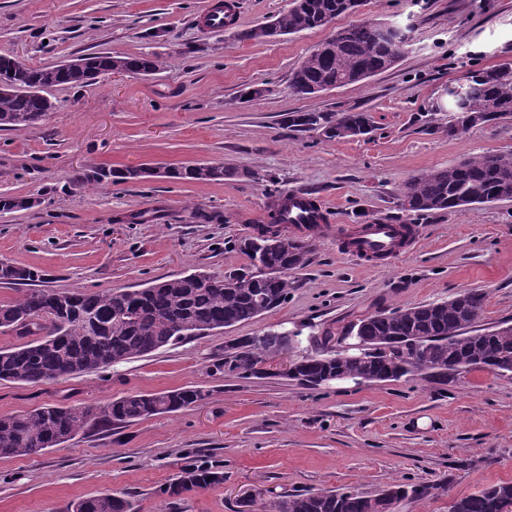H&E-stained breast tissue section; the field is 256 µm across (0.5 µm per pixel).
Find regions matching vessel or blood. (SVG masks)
<instances>
[{"label": "vessel or blood", "instance_id": "obj_1", "mask_svg": "<svg viewBox=\"0 0 512 512\" xmlns=\"http://www.w3.org/2000/svg\"><path fill=\"white\" fill-rule=\"evenodd\" d=\"M286 220L291 228L312 235L322 222L313 216L304 195H296L288 208ZM349 254L369 262L375 259L390 258L400 250L410 249L416 242L415 233L398 224L376 222L361 225L358 229L341 234Z\"/></svg>", "mask_w": 512, "mask_h": 512}]
</instances>
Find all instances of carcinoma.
<instances>
[{
	"label": "carcinoma",
	"instance_id": "1",
	"mask_svg": "<svg viewBox=\"0 0 512 512\" xmlns=\"http://www.w3.org/2000/svg\"><path fill=\"white\" fill-rule=\"evenodd\" d=\"M351 9L349 0H292L287 13L270 22L272 35L294 34L323 27L326 22ZM407 38L400 34L387 39L382 23L364 21L338 31L322 48L310 54L291 74L289 88L309 96L362 82L396 64ZM161 61L153 54L122 56L97 52L88 68L109 75L115 68L129 74L156 72ZM0 80L18 86L60 87L79 85L84 77L51 66L29 65L12 71L0 64ZM44 104L26 94L0 96V130H22L38 124ZM448 136L457 135V125L466 115L473 125L488 124L512 116V64L476 70L459 91L448 94ZM329 139L363 137L372 125L369 113L354 109L340 112H295L288 127L309 131L311 125ZM241 173L218 165L206 172L194 165L174 167V180L211 182L233 179ZM135 180L129 168L85 170L74 177L82 188ZM400 209L420 214L460 209L473 204L512 201V153H485L447 168L421 173L406 180L398 191ZM288 202H280L270 214V223L257 226L262 235L282 234ZM240 250L250 261L260 260L277 272L274 277H257L251 268L227 272L231 284L209 277L196 281L184 274L159 279L147 288L88 294L79 290L59 291L39 287L41 274L30 268L12 266L0 275V283L23 287V294L0 305V331L22 333L29 340L0 349V381L45 384L61 378L96 372L149 355L176 342L201 337L212 330L251 321L280 306L288 297L292 281L288 274L302 268L309 244L303 240L286 249H256L243 239ZM486 294L468 290L457 301L394 308L368 315L355 325L369 345L392 344L402 349L419 338L425 345V360L442 369L452 364L512 373V330L494 329L489 334L466 335L484 312ZM275 334L250 337L235 345L232 369L242 368L259 376L264 357ZM298 377L314 388L329 376L397 380L415 369L388 357L369 355L362 360L341 354H312L295 362ZM203 390L179 388L164 392H135L104 405L46 404L20 414H0V458L30 457L60 446L91 427L108 428L113 423H130L152 416L174 413L204 399ZM224 482L218 465L187 464L162 490L169 498L196 488ZM396 502L418 501L430 488L394 484ZM512 501V482L501 481L480 492L460 498L453 512H498L502 499ZM391 502L381 492L309 491L279 496L265 502L263 512H390ZM66 512H134L124 496L108 493L81 498Z\"/></svg>",
	"mask_w": 512,
	"mask_h": 512
}]
</instances>
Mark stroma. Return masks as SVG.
Wrapping results in <instances>:
<instances>
[{
	"label": "stroma",
	"instance_id": "1",
	"mask_svg": "<svg viewBox=\"0 0 512 512\" xmlns=\"http://www.w3.org/2000/svg\"><path fill=\"white\" fill-rule=\"evenodd\" d=\"M208 0H0V54L32 65L107 51L155 54L150 78L99 77L56 87L38 125L0 131V196L34 197L0 212V259L40 271L49 289L104 293L202 269L248 265L236 243L280 192L315 191L324 228L287 300L258 318L170 345L119 366L49 384L0 381V414L45 404H98L133 392L202 389L170 414L92 430L32 457L0 459V512H63L110 492L140 512H237L319 489L429 485L397 512H450L453 502L512 481V373L473 369L445 379L346 381L311 389L280 375H228L225 348L271 330L336 338L383 309L487 295L477 332L512 325V202L415 216L402 212L408 178L480 153H512V118L448 134L449 85L512 62V0H364L328 26L237 41L203 27ZM361 20L394 23L410 41L389 70L312 98L288 88L320 42ZM262 97L245 100L253 87ZM357 108L369 137L328 139L288 128L289 113ZM221 163L224 182L148 179L81 189L88 165ZM414 225L415 249L390 264L339 246L342 227ZM220 465L223 484L169 500L162 488L187 462Z\"/></svg>",
	"mask_w": 512,
	"mask_h": 512
}]
</instances>
